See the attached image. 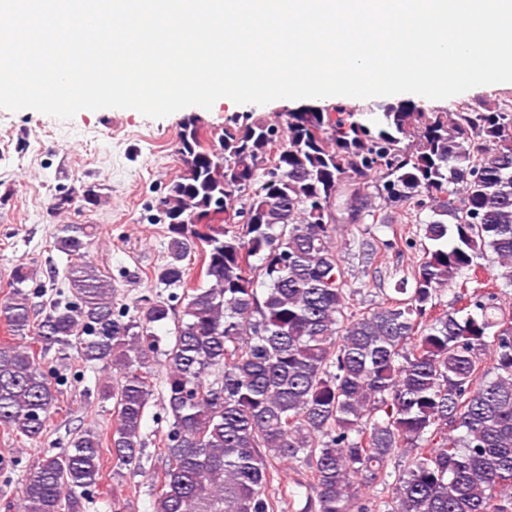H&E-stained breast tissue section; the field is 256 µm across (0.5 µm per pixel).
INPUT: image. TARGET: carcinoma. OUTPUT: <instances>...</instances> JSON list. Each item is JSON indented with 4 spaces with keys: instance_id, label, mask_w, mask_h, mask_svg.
<instances>
[{
    "instance_id": "cac0c4a2",
    "label": "carcinoma",
    "mask_w": 512,
    "mask_h": 512,
    "mask_svg": "<svg viewBox=\"0 0 512 512\" xmlns=\"http://www.w3.org/2000/svg\"><path fill=\"white\" fill-rule=\"evenodd\" d=\"M179 154L184 171L161 195L169 261L156 278L168 296L118 310L112 277L76 261L69 292L37 309L29 267L13 271L0 300L15 339L0 346V427L43 442L64 385L46 366L52 350L107 372L97 396L115 413L112 432L80 429L41 453L18 512H85L107 454L141 468L157 392L171 422L154 512H281L269 487L286 463L288 503L305 489L301 512H374L359 476L390 485L387 512H512V314L479 279L512 287V96L380 113L336 103L275 123L250 112L227 120L216 148L189 120ZM401 205L422 231L413 285L360 309L337 234L357 230L371 260V225ZM213 212L227 219L199 230ZM92 229L60 224L53 247L78 256ZM193 253L204 279L188 289ZM170 321L164 345L157 329ZM399 454L403 468L386 471Z\"/></svg>"
}]
</instances>
